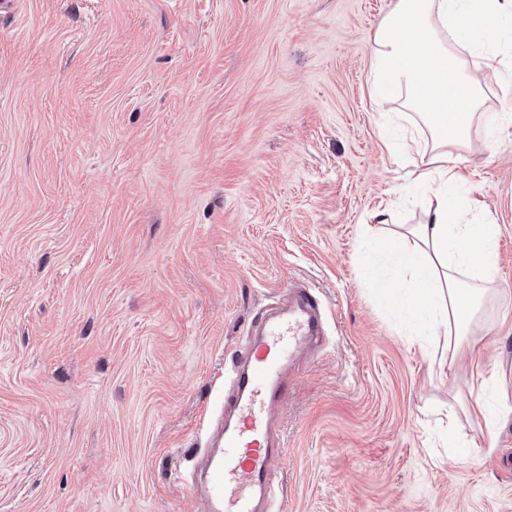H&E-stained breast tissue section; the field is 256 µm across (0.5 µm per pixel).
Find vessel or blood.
I'll list each match as a JSON object with an SVG mask.
<instances>
[{
  "label": "vessel or blood",
  "mask_w": 512,
  "mask_h": 512,
  "mask_svg": "<svg viewBox=\"0 0 512 512\" xmlns=\"http://www.w3.org/2000/svg\"><path fill=\"white\" fill-rule=\"evenodd\" d=\"M321 315L314 293L292 286L287 313L264 324L258 340L233 350L231 362L243 370L224 396L233 423H216L210 432L216 445L206 463L209 512H257L260 496L269 492L272 466L284 451L272 411L288 396L290 359L317 336Z\"/></svg>",
  "instance_id": "b4317fda"
}]
</instances>
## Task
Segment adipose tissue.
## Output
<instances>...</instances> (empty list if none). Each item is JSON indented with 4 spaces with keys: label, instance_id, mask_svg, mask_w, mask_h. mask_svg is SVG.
<instances>
[{
    "label": "adipose tissue",
    "instance_id": "adipose-tissue-1",
    "mask_svg": "<svg viewBox=\"0 0 512 512\" xmlns=\"http://www.w3.org/2000/svg\"><path fill=\"white\" fill-rule=\"evenodd\" d=\"M510 12L512 0H395L373 34L375 103L404 99L431 135L409 134L401 146L417 159L413 181L431 198L422 223L389 240L388 249L403 278L404 307L427 313L428 335L449 337L452 350L486 295L497 235L495 225L464 218L455 194L460 152L483 110V82L512 84V66L478 35Z\"/></svg>",
    "mask_w": 512,
    "mask_h": 512
}]
</instances>
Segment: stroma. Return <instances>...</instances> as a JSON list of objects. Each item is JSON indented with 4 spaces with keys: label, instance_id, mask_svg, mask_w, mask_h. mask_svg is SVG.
Returning a JSON list of instances; mask_svg holds the SVG:
<instances>
[{
    "label": "stroma",
    "instance_id": "35a3bbf8",
    "mask_svg": "<svg viewBox=\"0 0 512 512\" xmlns=\"http://www.w3.org/2000/svg\"><path fill=\"white\" fill-rule=\"evenodd\" d=\"M393 2L0 12V512H201L190 458L230 354L295 281L324 330L277 408L267 512H512V86L485 83L460 165L497 295L452 359L365 275L373 214L424 206L402 105L369 95ZM451 415L481 453L449 447Z\"/></svg>",
    "mask_w": 512,
    "mask_h": 512
}]
</instances>
